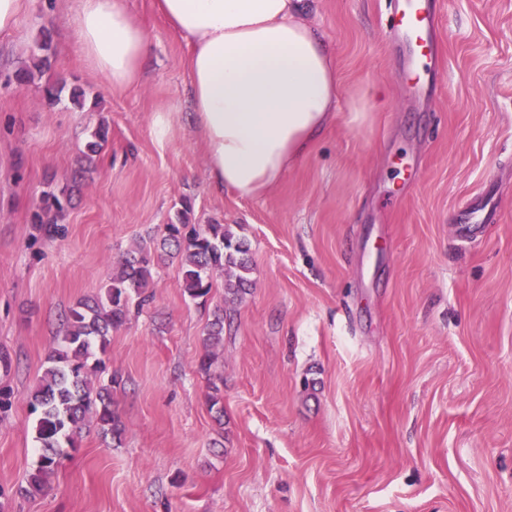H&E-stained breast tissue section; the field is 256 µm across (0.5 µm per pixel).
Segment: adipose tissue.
I'll use <instances>...</instances> for the list:
<instances>
[{"mask_svg": "<svg viewBox=\"0 0 512 512\" xmlns=\"http://www.w3.org/2000/svg\"><path fill=\"white\" fill-rule=\"evenodd\" d=\"M302 0H157L188 44L189 97L212 188L266 193L324 132L336 62L302 19ZM77 45L115 89L136 85L151 40L127 0H76Z\"/></svg>", "mask_w": 512, "mask_h": 512, "instance_id": "1", "label": "adipose tissue"}]
</instances>
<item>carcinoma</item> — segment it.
Masks as SVG:
<instances>
[{"instance_id":"carcinoma-1","label":"carcinoma","mask_w":512,"mask_h":512,"mask_svg":"<svg viewBox=\"0 0 512 512\" xmlns=\"http://www.w3.org/2000/svg\"><path fill=\"white\" fill-rule=\"evenodd\" d=\"M74 104L82 103L86 91L70 87L58 78L46 88L48 107L62 102L63 93ZM108 140V130L101 125L90 133L85 144L87 165L73 176L77 184L92 172L94 157L99 155ZM72 189L43 192L34 213L38 224L48 225L47 233L57 232L56 224L65 206L71 203ZM180 258L183 291L192 300L207 301L213 276L224 275V302L240 301L249 291L251 260L248 244L229 224H206L195 227L190 223V208L177 211L174 220L163 225V231L153 247L139 246L128 251L112 273L104 291L80 299L69 310L59 347L52 350L39 384L29 405L36 415V440L42 449L37 467L28 475L19 492L34 496L44 491L50 476L61 463L62 445L74 447L75 436L87 416H92L103 435L121 443L126 428L114 408L113 392L121 385L117 376L110 384H95L93 377L101 370L102 361L93 359L95 352L106 353L112 331L121 327L131 313L149 305V292L156 267L169 258ZM224 310L219 308L207 324L203 338L204 354L200 368L208 370L213 350L224 343ZM224 380L210 382V409L215 421L224 425Z\"/></svg>"}]
</instances>
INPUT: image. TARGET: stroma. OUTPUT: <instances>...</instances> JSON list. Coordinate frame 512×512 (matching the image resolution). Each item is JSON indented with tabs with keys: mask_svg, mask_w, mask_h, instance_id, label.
I'll return each mask as SVG.
<instances>
[{
	"mask_svg": "<svg viewBox=\"0 0 512 512\" xmlns=\"http://www.w3.org/2000/svg\"><path fill=\"white\" fill-rule=\"evenodd\" d=\"M336 59L327 130L265 195L216 192L190 120L187 43L155 0H129L152 51L110 88L73 37V0H29L0 33V512H512V0H433L440 74L407 87L390 0H305ZM51 38L52 75L82 105L17 86ZM108 142L55 236L32 215L66 186L99 125ZM495 211L461 230L465 202ZM250 244L251 287L206 303L178 263L114 331L126 427L94 423L45 492L19 495L38 452L29 396L69 309L183 203ZM233 317L208 371L205 327ZM223 379L224 422L209 409ZM66 91H68L69 100H71V102L74 104L82 103L86 95V91L83 88L79 86H73L69 88L65 79L58 78L51 86L47 87L45 90L47 106L51 108L61 103L62 95Z\"/></svg>",
	"mask_w": 512,
	"mask_h": 512,
	"instance_id": "stroma-1",
	"label": "stroma"
}]
</instances>
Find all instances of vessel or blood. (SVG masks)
Segmentation results:
<instances>
[{
    "label": "vessel or blood",
    "mask_w": 512,
    "mask_h": 512,
    "mask_svg": "<svg viewBox=\"0 0 512 512\" xmlns=\"http://www.w3.org/2000/svg\"><path fill=\"white\" fill-rule=\"evenodd\" d=\"M388 29L407 46L408 78L422 85L431 77L426 63L435 52L434 35L437 15L431 0H391Z\"/></svg>",
    "instance_id": "obj_1"
}]
</instances>
